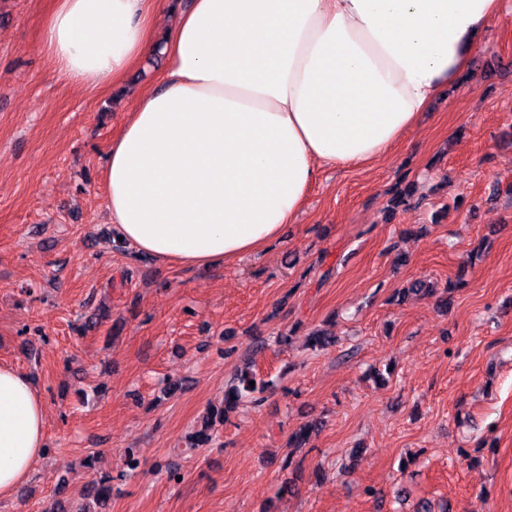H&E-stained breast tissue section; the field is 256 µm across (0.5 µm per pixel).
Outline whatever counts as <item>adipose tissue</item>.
<instances>
[{
    "label": "adipose tissue",
    "instance_id": "obj_1",
    "mask_svg": "<svg viewBox=\"0 0 512 512\" xmlns=\"http://www.w3.org/2000/svg\"><path fill=\"white\" fill-rule=\"evenodd\" d=\"M503 0H56L58 73L116 85L162 53L160 87L109 142L115 236L167 265L232 262L280 239L321 167L387 155L467 67ZM169 25H160V17ZM44 402L0 364V499L34 472Z\"/></svg>",
    "mask_w": 512,
    "mask_h": 512
}]
</instances>
